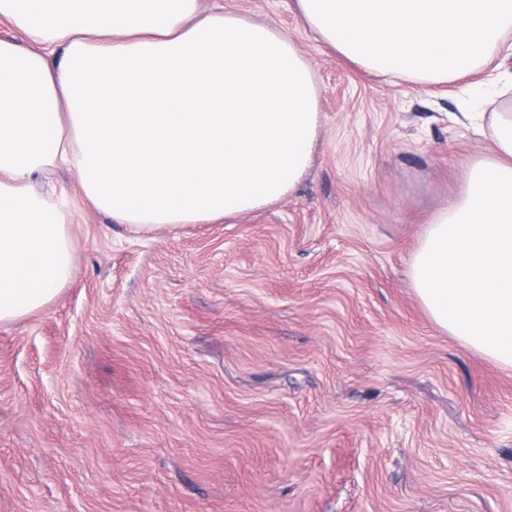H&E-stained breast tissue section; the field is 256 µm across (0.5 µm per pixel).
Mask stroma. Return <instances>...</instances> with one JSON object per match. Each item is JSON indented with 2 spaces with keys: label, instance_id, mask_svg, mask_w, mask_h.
<instances>
[{
  "label": "stroma",
  "instance_id": "obj_1",
  "mask_svg": "<svg viewBox=\"0 0 512 512\" xmlns=\"http://www.w3.org/2000/svg\"><path fill=\"white\" fill-rule=\"evenodd\" d=\"M274 26L318 84L312 168L221 223L119 224L74 173L72 282L0 325V512H512V369L438 327L411 285L433 213L505 112L494 65L374 75L295 0H201Z\"/></svg>",
  "mask_w": 512,
  "mask_h": 512
}]
</instances>
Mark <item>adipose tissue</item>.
<instances>
[{
	"mask_svg": "<svg viewBox=\"0 0 512 512\" xmlns=\"http://www.w3.org/2000/svg\"><path fill=\"white\" fill-rule=\"evenodd\" d=\"M342 57L445 83L512 57V0H296ZM27 38L0 40V325L72 280L67 203L36 191L64 166L121 224L153 230L277 203L313 163L314 75L295 45L200 0H0ZM493 157L430 219L413 290L464 345L512 368V113L491 118Z\"/></svg>",
	"mask_w": 512,
	"mask_h": 512,
	"instance_id": "adipose-tissue-1",
	"label": "adipose tissue"
}]
</instances>
